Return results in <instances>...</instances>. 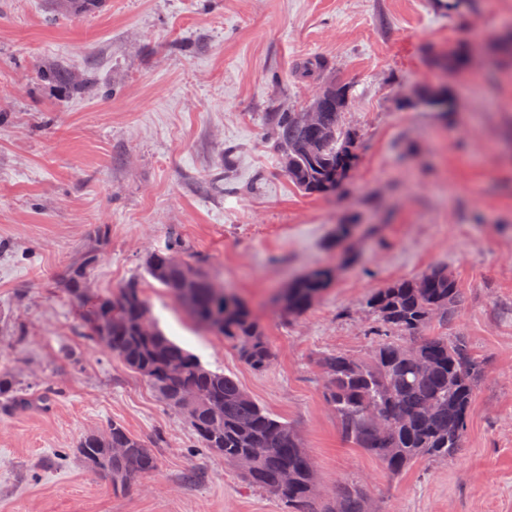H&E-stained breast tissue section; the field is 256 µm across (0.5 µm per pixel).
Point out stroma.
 <instances>
[{
  "instance_id": "1",
  "label": "stroma",
  "mask_w": 512,
  "mask_h": 512,
  "mask_svg": "<svg viewBox=\"0 0 512 512\" xmlns=\"http://www.w3.org/2000/svg\"><path fill=\"white\" fill-rule=\"evenodd\" d=\"M0 0V372L46 404L0 402V512H288L137 373L91 340L61 276L99 226L109 240L89 298L139 279L150 313L209 367L288 421L322 496L363 484L374 512H512V62L493 66L512 0ZM466 44L448 75L430 51ZM323 60L303 76L306 59ZM351 89L360 135L344 191L288 179L265 117ZM450 89L440 117L411 101ZM356 224L337 242L336 226ZM179 236L186 260L234 292L275 353L262 372L196 330L143 268ZM351 262L342 263L343 254ZM335 265L304 314L272 296ZM447 267L462 302L431 336H463L481 361L462 447L400 474L345 442L326 404L324 353L368 354L379 288ZM122 423L162 440L159 466L116 493L79 437Z\"/></svg>"
}]
</instances>
